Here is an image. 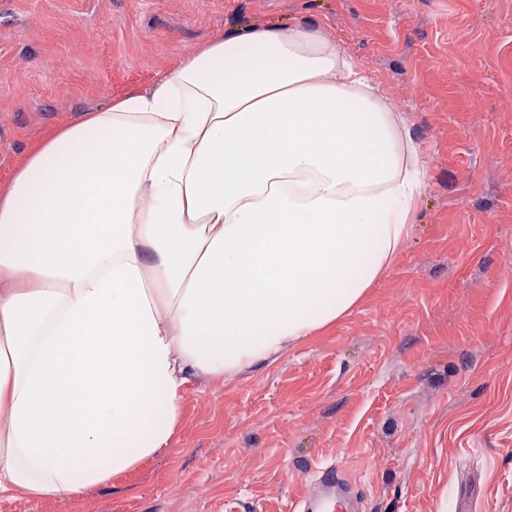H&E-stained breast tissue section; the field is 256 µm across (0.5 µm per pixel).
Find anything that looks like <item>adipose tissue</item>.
I'll list each match as a JSON object with an SVG mask.
<instances>
[{"instance_id": "adipose-tissue-1", "label": "adipose tissue", "mask_w": 512, "mask_h": 512, "mask_svg": "<svg viewBox=\"0 0 512 512\" xmlns=\"http://www.w3.org/2000/svg\"><path fill=\"white\" fill-rule=\"evenodd\" d=\"M426 178L406 117L307 25L248 27L47 137L0 195V494L167 451L188 376L327 330Z\"/></svg>"}]
</instances>
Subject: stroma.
<instances>
[{
    "label": "stroma",
    "instance_id": "obj_1",
    "mask_svg": "<svg viewBox=\"0 0 512 512\" xmlns=\"http://www.w3.org/2000/svg\"><path fill=\"white\" fill-rule=\"evenodd\" d=\"M313 25L412 125L427 176L392 267L330 330L191 374L170 450L75 502L0 512H293L342 462L366 512H512V0H0V192L82 113L240 27Z\"/></svg>",
    "mask_w": 512,
    "mask_h": 512
}]
</instances>
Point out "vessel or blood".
Instances as JSON below:
<instances>
[{"label":"vessel or blood","mask_w":512,"mask_h":512,"mask_svg":"<svg viewBox=\"0 0 512 512\" xmlns=\"http://www.w3.org/2000/svg\"><path fill=\"white\" fill-rule=\"evenodd\" d=\"M364 495L342 463L332 461L311 469L295 512H362Z\"/></svg>","instance_id":"vessel-or-blood-1"}]
</instances>
